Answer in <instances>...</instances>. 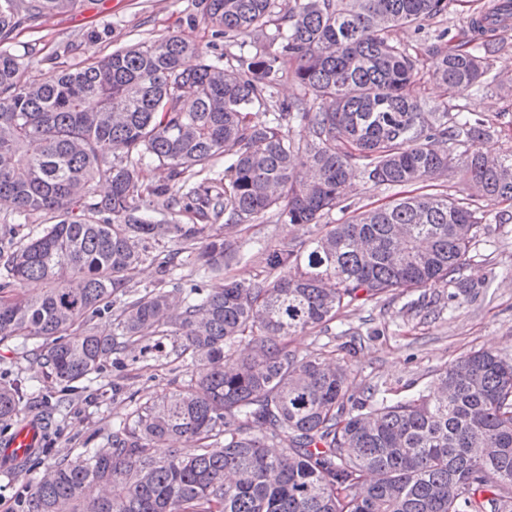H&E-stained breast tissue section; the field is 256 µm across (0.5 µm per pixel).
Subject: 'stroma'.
Returning <instances> with one entry per match:
<instances>
[{"label":"stroma","mask_w":512,"mask_h":512,"mask_svg":"<svg viewBox=\"0 0 512 512\" xmlns=\"http://www.w3.org/2000/svg\"><path fill=\"white\" fill-rule=\"evenodd\" d=\"M484 0H450L447 14L422 28L402 27L394 40L417 56L424 79L420 89L427 103L447 102L449 112H472L491 127L489 137L474 142L473 150L497 155L512 151V54L496 58V79L480 90L452 98L428 77L436 61L432 53L439 31L457 40L467 16ZM205 0H85L73 12L59 13L16 31L11 50L28 61V78L41 82L55 66V50L63 44L74 47L73 59L90 53L101 55L116 47L142 40L179 34L229 62L252 58L259 40L246 45L214 36L204 18ZM435 191L453 199L485 208L483 222L461 275L472 282V291L455 295L452 287L439 284L408 292L396 291L379 299L358 300L342 310L328 330L313 329L292 337L290 348L297 356L324 352L346 364L357 385L378 386L390 397L414 394L432 381L459 356L489 350L512 356V205L490 206L472 196L461 172L437 180ZM392 189L356 180L346 208L325 216L338 224L356 212L388 203ZM307 227L288 224L276 215L264 222L246 221L231 225L229 237L237 246L236 257L224 264L225 276L245 283L268 278L262 253L269 248H301L308 238ZM174 339L151 336L137 355L108 359L102 386L91 399L75 398L52 440L57 455L77 456L87 448L99 447L118 416L131 402L142 403L180 389L186 368L175 361ZM22 375L37 388L50 387L45 372L28 363L21 340L0 344V377ZM42 473L34 468L18 473L0 469V512H20V499L32 490Z\"/></svg>","instance_id":"stroma-1"}]
</instances>
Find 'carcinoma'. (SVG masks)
I'll return each instance as SVG.
<instances>
[{"instance_id":"obj_1","label":"carcinoma","mask_w":512,"mask_h":512,"mask_svg":"<svg viewBox=\"0 0 512 512\" xmlns=\"http://www.w3.org/2000/svg\"><path fill=\"white\" fill-rule=\"evenodd\" d=\"M79 2L0 0V42ZM496 10L471 15L457 43L438 47L430 78L445 92L487 84L482 35ZM447 12L448 0H207L216 35L263 37L249 62L224 65L169 35L91 53L40 83L0 48V203L43 219L16 248L13 227L0 233V343L32 344L26 359L64 384L40 395L49 435L69 392L149 334L178 337L176 358L206 366L113 422L99 447L48 465L22 512H512L511 357L461 356L434 388L393 399L357 390L321 352L288 349L362 295L471 287L454 274L481 218L409 188L458 169L477 196L512 204V152L468 153L488 123L445 101L427 106L418 59L390 38ZM287 63L300 93L252 123ZM296 126L307 139L292 137ZM220 158L229 178L218 188L209 174ZM146 160L161 170L151 187L136 177ZM358 177L404 192L322 225L300 250H265L271 280L167 291L174 266L162 259L158 287L131 289L150 239H205L195 262L219 275L235 255L221 228L272 212L316 225ZM98 181L110 185L103 197ZM183 210L196 224L168 223ZM29 281L44 288L30 294ZM105 313L117 332L98 336L88 323ZM244 341L252 352L235 356ZM33 399L27 379L0 382V424L25 423Z\"/></svg>"}]
</instances>
